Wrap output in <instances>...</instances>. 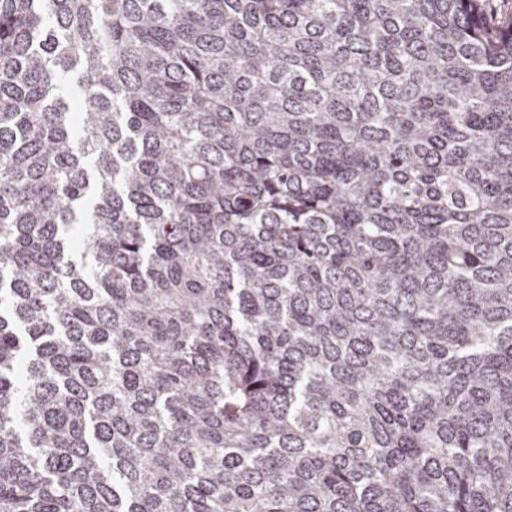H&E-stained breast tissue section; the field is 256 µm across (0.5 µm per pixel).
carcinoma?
Here are the masks:
<instances>
[{
	"label": "carcinoma",
	"mask_w": 512,
	"mask_h": 512,
	"mask_svg": "<svg viewBox=\"0 0 512 512\" xmlns=\"http://www.w3.org/2000/svg\"><path fill=\"white\" fill-rule=\"evenodd\" d=\"M482 6L0 0V512H512Z\"/></svg>",
	"instance_id": "1"
}]
</instances>
